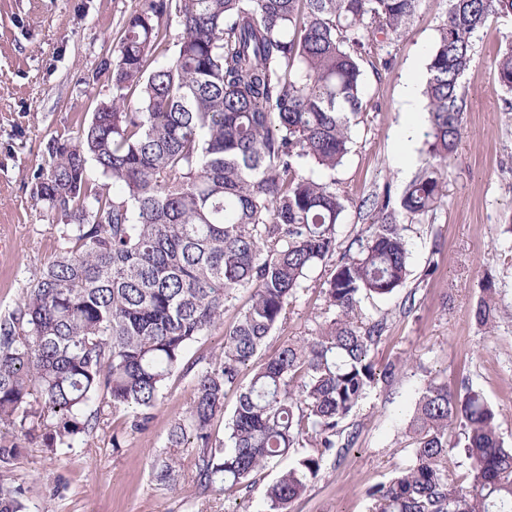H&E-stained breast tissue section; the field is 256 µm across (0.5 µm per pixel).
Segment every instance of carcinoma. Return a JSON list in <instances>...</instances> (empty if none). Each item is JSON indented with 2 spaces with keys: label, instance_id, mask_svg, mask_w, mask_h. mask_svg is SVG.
<instances>
[{
  "label": "carcinoma",
  "instance_id": "1",
  "mask_svg": "<svg viewBox=\"0 0 512 512\" xmlns=\"http://www.w3.org/2000/svg\"><path fill=\"white\" fill-rule=\"evenodd\" d=\"M420 0H142L120 38L112 101L77 137L54 142L33 194L69 223L56 259L23 301L0 318V427L44 430L52 455L73 450L105 409L144 429L188 346L224 322L237 294L250 299L224 346L195 374L190 406L171 425L156 481L176 487L179 459L194 455L202 496H237L256 474L303 449L267 487L264 512H289L331 456L355 445L345 426L368 393L399 366L372 351L387 319L362 316V298L385 296L407 276L408 241L396 224L442 198L441 165L462 137L461 79L473 38L512 0H448L423 91L428 160L397 201L369 202L373 223L341 253L348 197L324 175L349 153L361 115L360 60L378 35L398 33ZM176 7L177 55L151 66ZM512 91V43L497 62ZM93 161L117 193L92 185ZM325 312L314 335L241 368L287 320L315 270ZM476 320L487 325L496 291L483 289ZM236 405L222 442L214 421ZM457 431L454 441L448 434ZM413 459L369 492V512H512V448L494 410L468 382L431 381L406 427ZM456 453L466 484L448 480ZM21 455L0 433V473ZM0 512H28L23 488L0 479Z\"/></svg>",
  "mask_w": 512,
  "mask_h": 512
}]
</instances>
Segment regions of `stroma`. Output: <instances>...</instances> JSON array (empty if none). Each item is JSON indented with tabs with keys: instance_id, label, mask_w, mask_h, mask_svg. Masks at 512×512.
Instances as JSON below:
<instances>
[{
	"instance_id": "obj_1",
	"label": "stroma",
	"mask_w": 512,
	"mask_h": 512,
	"mask_svg": "<svg viewBox=\"0 0 512 512\" xmlns=\"http://www.w3.org/2000/svg\"><path fill=\"white\" fill-rule=\"evenodd\" d=\"M139 2L0 0V315L17 307L60 250L58 229L67 219L34 198V177L50 161L52 140L76 137L97 105L111 99L112 83L100 68L116 60ZM447 13L448 0H421L403 34L378 36L360 62L362 119L332 174L351 200L339 226L341 245L371 221L361 200L386 190L399 195L426 158V116L409 112L404 90L412 81L424 84ZM511 40L512 16H491L476 33L462 78L463 135L445 168L444 197L434 212L402 221L409 241L402 287L362 302L363 314L387 320L372 353L375 364L398 360L402 367L390 386L361 402L352 416L360 425L354 447L325 461L291 512H368L369 490L412 461L405 427L431 380L453 389L465 380L480 391L512 448V93L496 74ZM485 283L498 291L490 328L474 318ZM321 288L318 276H311L262 355L312 335L326 318ZM409 298L414 308L408 312ZM248 300V292H240L223 326L190 344L186 362L205 365ZM192 386V374L173 372L144 430H130L117 413L68 456L27 443L10 477L23 486L30 512L46 506L53 512H262L267 485L288 461L257 475L250 493L236 499L219 492L199 496L188 453L175 490L157 485L151 464L171 424L188 410Z\"/></svg>"
}]
</instances>
